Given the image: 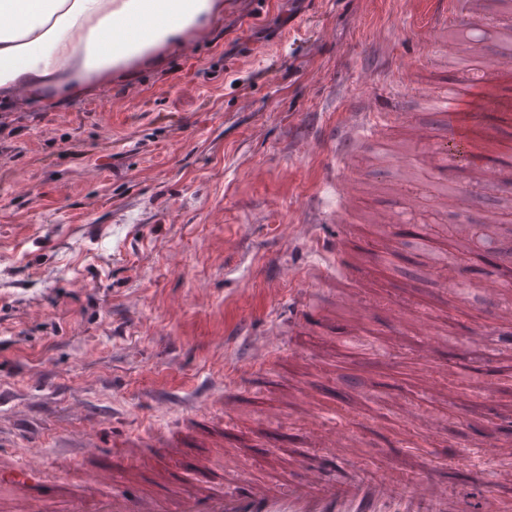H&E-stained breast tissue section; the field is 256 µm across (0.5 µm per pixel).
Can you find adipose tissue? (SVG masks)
<instances>
[{"mask_svg":"<svg viewBox=\"0 0 512 512\" xmlns=\"http://www.w3.org/2000/svg\"><path fill=\"white\" fill-rule=\"evenodd\" d=\"M219 0H0V98L55 111L142 61L189 40Z\"/></svg>","mask_w":512,"mask_h":512,"instance_id":"1","label":"adipose tissue"}]
</instances>
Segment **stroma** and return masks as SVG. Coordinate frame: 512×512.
I'll list each match as a JSON object with an SVG mask.
<instances>
[{
    "instance_id": "1",
    "label": "stroma",
    "mask_w": 512,
    "mask_h": 512,
    "mask_svg": "<svg viewBox=\"0 0 512 512\" xmlns=\"http://www.w3.org/2000/svg\"><path fill=\"white\" fill-rule=\"evenodd\" d=\"M424 14L421 0H224L191 48L164 49L60 111L0 101V459L45 451L56 473L42 495L78 491L83 427L70 409L82 403L107 416L99 442L116 474L140 448L179 438L182 457L144 473L142 489L193 488L188 458L217 446L231 451L217 474L248 481L318 455L310 427L338 407L349 467L424 475L480 512L486 487L462 453L485 437L512 446V334L492 357L478 337L496 334L512 294L471 299L410 244L428 237L478 278L493 250L474 242L512 226V185L495 190L475 173H512V156L454 161L447 181L396 163L418 151L419 125L438 144L490 121L512 145V122L470 112L451 124L418 105L461 77L503 94L487 62L512 11L487 5L485 62L462 75L455 44H421ZM364 72L384 99H407L379 131L382 159L324 138L347 124ZM350 172L358 197L343 201L336 183ZM413 196L422 204L406 223L374 224ZM460 223L474 241L454 237ZM346 227L362 272L326 273ZM380 250L398 276L372 269ZM282 264L298 282H277ZM304 288L318 301L307 320ZM346 292L374 305L382 356L340 353L361 331L340 303ZM418 313L430 317L435 354L417 340ZM272 332L284 349L251 382L235 381L248 345ZM432 377L451 398L422 401ZM228 392L238 410L227 423ZM415 409L429 425L411 420Z\"/></svg>"
}]
</instances>
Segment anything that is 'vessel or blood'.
<instances>
[{
  "label": "vessel or blood",
  "mask_w": 512,
  "mask_h": 512,
  "mask_svg": "<svg viewBox=\"0 0 512 512\" xmlns=\"http://www.w3.org/2000/svg\"><path fill=\"white\" fill-rule=\"evenodd\" d=\"M430 2L432 10L420 28V41L426 46L436 42L455 15L465 14L476 22L484 9L483 0ZM474 100L465 86L452 81L432 94L428 102L452 117ZM383 113L379 98L367 94L347 127L348 144L377 143ZM411 164L427 172L450 166L442 146L426 157L412 159ZM483 283L491 297L512 288V245L503 252L500 269L485 275ZM282 347V336L263 337L251 358L235 365L234 378L243 381L256 375L268 356ZM315 430L323 435L325 458H302L295 476L288 480L230 481L221 487L207 485L179 493H133L119 488L111 465L99 461L101 447L92 443L81 451L86 463L80 468V492L55 503L41 500L33 491L34 483L50 468L46 454L33 452L18 457L7 471L0 472V484L8 487L0 494V512H462L457 496L423 478L404 487L388 477H365L352 471L331 474V464L341 462L345 455L348 434L335 414L319 420ZM505 454L501 443L491 438L475 444L468 455L487 480L483 512H512V499L499 493L501 487L512 483L504 466Z\"/></svg>",
  "instance_id": "1"
}]
</instances>
